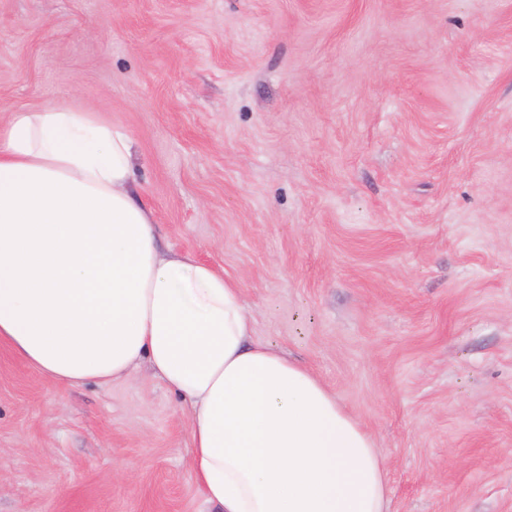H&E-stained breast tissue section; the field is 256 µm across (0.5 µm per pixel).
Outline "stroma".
Wrapping results in <instances>:
<instances>
[{
  "label": "stroma",
  "instance_id": "obj_1",
  "mask_svg": "<svg viewBox=\"0 0 512 512\" xmlns=\"http://www.w3.org/2000/svg\"><path fill=\"white\" fill-rule=\"evenodd\" d=\"M49 106L131 137L161 246L369 429L389 512H512V0H0V123ZM183 408L0 345V512H200Z\"/></svg>",
  "mask_w": 512,
  "mask_h": 512
}]
</instances>
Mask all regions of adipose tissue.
<instances>
[{"instance_id": "adipose-tissue-1", "label": "adipose tissue", "mask_w": 512, "mask_h": 512, "mask_svg": "<svg viewBox=\"0 0 512 512\" xmlns=\"http://www.w3.org/2000/svg\"><path fill=\"white\" fill-rule=\"evenodd\" d=\"M131 150L84 110L0 124V343L66 386L147 364L187 406L207 512H388L371 434L255 337L236 283L159 246Z\"/></svg>"}]
</instances>
